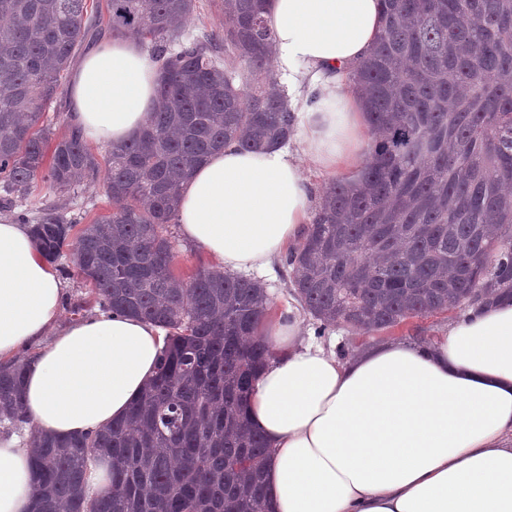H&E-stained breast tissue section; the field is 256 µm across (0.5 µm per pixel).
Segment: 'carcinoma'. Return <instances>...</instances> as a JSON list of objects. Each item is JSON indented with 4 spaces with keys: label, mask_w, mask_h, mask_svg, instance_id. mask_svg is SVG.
Instances as JSON below:
<instances>
[{
    "label": "carcinoma",
    "mask_w": 512,
    "mask_h": 512,
    "mask_svg": "<svg viewBox=\"0 0 512 512\" xmlns=\"http://www.w3.org/2000/svg\"><path fill=\"white\" fill-rule=\"evenodd\" d=\"M384 33L349 73L370 132L366 160L322 194L285 257L291 295L318 323L392 332L409 320L512 297V0H382ZM196 0H0V209L38 184L68 192L101 167L72 127L44 121L87 38L135 36L157 63L143 131L105 148L112 214L85 225L49 209L32 234L69 258L100 310L166 330L158 369L126 415L80 437L33 436V512H268L270 448L245 401L270 358L257 339L269 296L257 281L172 267L168 226L182 183L235 140L248 150L294 132L283 95L242 87L219 53L272 77L267 0H224V35L186 38ZM26 363H0V436L29 424ZM111 488L83 493L91 455Z\"/></svg>",
    "instance_id": "1"
}]
</instances>
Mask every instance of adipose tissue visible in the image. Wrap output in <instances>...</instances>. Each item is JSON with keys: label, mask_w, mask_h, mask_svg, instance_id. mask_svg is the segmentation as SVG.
I'll return each instance as SVG.
<instances>
[{"label": "adipose tissue", "mask_w": 512, "mask_h": 512, "mask_svg": "<svg viewBox=\"0 0 512 512\" xmlns=\"http://www.w3.org/2000/svg\"><path fill=\"white\" fill-rule=\"evenodd\" d=\"M275 66L295 109L292 143L213 153L184 185L181 238L228 272L261 271L302 237L311 168H357L369 139L348 84L381 33V0H270ZM157 71L141 40H105L71 75L68 122L90 140L137 135ZM66 285L28 225L0 219V359L34 352L26 405L38 432L81 436L127 411L164 346L120 313L61 323ZM295 307L270 308L273 356L246 409L273 450L271 512H512V301L449 322L432 342L389 340L341 359L304 333ZM31 454L0 438V512H30Z\"/></svg>", "instance_id": "1"}]
</instances>
